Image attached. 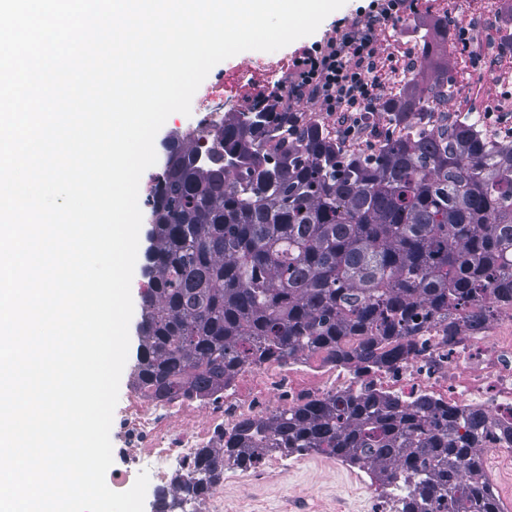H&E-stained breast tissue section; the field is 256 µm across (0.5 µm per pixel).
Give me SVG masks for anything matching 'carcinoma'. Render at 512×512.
I'll list each match as a JSON object with an SVG mask.
<instances>
[{
  "instance_id": "1",
  "label": "carcinoma",
  "mask_w": 512,
  "mask_h": 512,
  "mask_svg": "<svg viewBox=\"0 0 512 512\" xmlns=\"http://www.w3.org/2000/svg\"><path fill=\"white\" fill-rule=\"evenodd\" d=\"M377 108L383 131L365 149L289 109L229 113L222 152L172 131L174 162L150 190L162 204L150 209L139 383L206 393L249 359L323 348L387 362L379 345L417 321L487 288L512 296V135L491 140L467 116L432 127L412 82ZM437 411L371 394L245 420L224 458L200 450L182 489L204 495L224 460L255 466L269 445L405 485L398 512H500L481 458L489 414Z\"/></svg>"
}]
</instances>
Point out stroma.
<instances>
[{"label": "stroma", "instance_id": "1", "mask_svg": "<svg viewBox=\"0 0 512 512\" xmlns=\"http://www.w3.org/2000/svg\"><path fill=\"white\" fill-rule=\"evenodd\" d=\"M294 45L273 53L244 51L212 68L208 81L218 78H241L235 93L239 106H247L255 88L271 83H287L289 75L282 66L288 63ZM149 224H142L131 294L135 311L129 324L130 349L122 372V382H129L139 352L141 293L148 282L146 252L151 245ZM301 463L288 476L287 482L264 481L243 471L236 480L224 486L226 512H395L397 505L389 498H368L355 479L356 469L337 465L335 458L316 453H301Z\"/></svg>", "mask_w": 512, "mask_h": 512}]
</instances>
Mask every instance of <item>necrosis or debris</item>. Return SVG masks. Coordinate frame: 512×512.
Listing matches in <instances>:
<instances>
[{
    "label": "necrosis or debris",
    "instance_id": "1",
    "mask_svg": "<svg viewBox=\"0 0 512 512\" xmlns=\"http://www.w3.org/2000/svg\"><path fill=\"white\" fill-rule=\"evenodd\" d=\"M448 10L466 14L470 39L465 47L476 65L470 80L449 87L431 84L430 103L437 118L453 123L467 103L483 131L511 128L512 71L503 72L501 61L503 0L478 5L451 0ZM227 92V83L209 86L183 127L214 144L224 126L220 104ZM470 306L486 311L481 326L471 327L461 310L430 317L413 333L412 351L390 364L339 361L324 350L304 351L241 364L224 385L204 395L180 389L160 398L144 386L131 385L112 421L124 457L123 468L112 472L113 486L130 489L129 473L148 472L144 512H154L157 491L165 488L180 495L178 481L195 470L198 450L222 451L241 421H263L345 394L389 395L405 406L427 397L461 416L484 411L496 432L486 453L511 459L512 442L502 435L512 429V301L487 292Z\"/></svg>",
    "mask_w": 512,
    "mask_h": 512
}]
</instances>
